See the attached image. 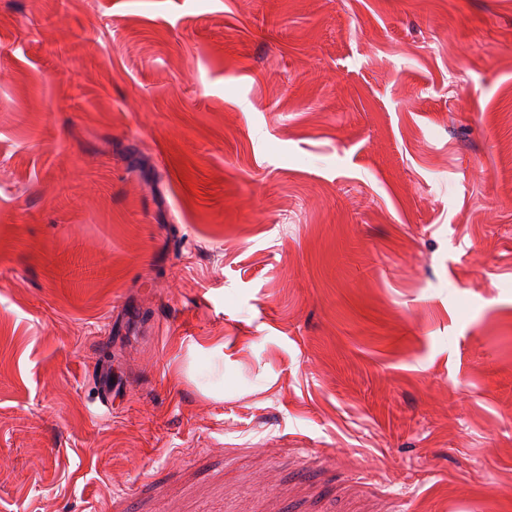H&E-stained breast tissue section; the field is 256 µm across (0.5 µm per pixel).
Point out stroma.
I'll use <instances>...</instances> for the list:
<instances>
[{
  "label": "stroma",
  "mask_w": 512,
  "mask_h": 512,
  "mask_svg": "<svg viewBox=\"0 0 512 512\" xmlns=\"http://www.w3.org/2000/svg\"><path fill=\"white\" fill-rule=\"evenodd\" d=\"M0 512H512V0H0Z\"/></svg>",
  "instance_id": "1"
}]
</instances>
